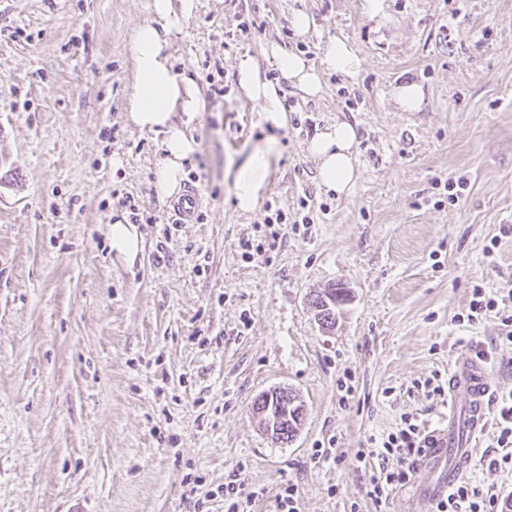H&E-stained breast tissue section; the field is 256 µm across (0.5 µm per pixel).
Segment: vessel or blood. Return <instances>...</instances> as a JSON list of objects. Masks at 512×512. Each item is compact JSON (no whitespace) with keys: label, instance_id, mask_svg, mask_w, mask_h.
I'll use <instances>...</instances> for the list:
<instances>
[{"label":"vessel or blood","instance_id":"obj_1","mask_svg":"<svg viewBox=\"0 0 512 512\" xmlns=\"http://www.w3.org/2000/svg\"><path fill=\"white\" fill-rule=\"evenodd\" d=\"M200 204L198 189L185 187L170 202L173 223H193ZM493 395L485 360L459 353L448 373V422L429 434L421 457L432 477L420 482L416 489L418 500L431 504L444 499L460 481L473 456V440L487 428L488 402Z\"/></svg>","mask_w":512,"mask_h":512}]
</instances>
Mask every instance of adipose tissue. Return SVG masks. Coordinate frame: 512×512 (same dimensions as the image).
Here are the masks:
<instances>
[{"label": "adipose tissue", "mask_w": 512, "mask_h": 512, "mask_svg": "<svg viewBox=\"0 0 512 512\" xmlns=\"http://www.w3.org/2000/svg\"><path fill=\"white\" fill-rule=\"evenodd\" d=\"M193 0H151V20L137 26L132 42L133 89L128 99L127 117L142 131L160 134L164 157L158 169L155 191L158 197L177 194L184 180V163L197 149L187 127L204 107L198 87L176 72L170 53L171 38L181 31L191 15ZM269 52L288 81L309 97L322 92L317 69L301 55L270 46ZM238 83L257 107L259 124L267 137L255 145L238 167L233 196L237 210L254 211L269 188L273 164L280 157V130L288 125V114L277 84L262 79L251 56L237 64ZM357 133L347 122L332 124L317 134L307 150L318 163L321 185L336 195L351 192L358 180L355 166Z\"/></svg>", "instance_id": "obj_1"}]
</instances>
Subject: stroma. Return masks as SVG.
Segmentation results:
<instances>
[{"label":"stroma","instance_id":"stroma-1","mask_svg":"<svg viewBox=\"0 0 512 512\" xmlns=\"http://www.w3.org/2000/svg\"><path fill=\"white\" fill-rule=\"evenodd\" d=\"M149 3L0 11V512H225L231 480L245 512H275L288 482L298 512H407L410 487L368 496L359 449L407 417L443 427L448 399L424 383L447 384L467 341L492 350L490 381L512 392V237L499 235L512 218V0H381L375 16L367 0H195L171 47L205 101L184 164L202 196L192 224L170 223L154 192L160 136L126 120ZM299 11L308 33L292 27ZM251 19L266 26L242 38ZM336 38L362 71H322L314 98L279 79L281 157L240 213L234 175L262 132L238 58L265 78L270 45L317 66ZM411 84L417 112L392 98ZM339 121L357 131L359 172L340 197L306 151ZM133 204L144 250L130 266L107 232ZM278 209L284 223L268 224ZM270 235L274 249L243 257L241 240ZM334 284L349 300L326 330L312 297ZM477 284L497 306L472 324ZM278 387L305 412L277 444L252 404ZM497 435L475 442L466 477L512 512V462L489 465Z\"/></svg>","mask_w":512,"mask_h":512}]
</instances>
